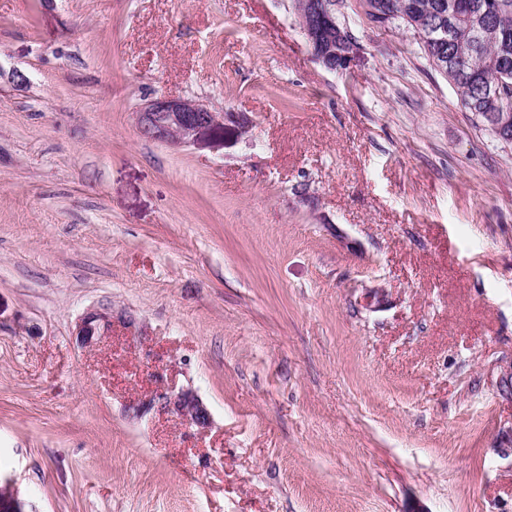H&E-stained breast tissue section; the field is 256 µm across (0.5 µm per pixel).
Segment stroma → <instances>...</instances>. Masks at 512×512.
<instances>
[{"label":"stroma","mask_w":512,"mask_h":512,"mask_svg":"<svg viewBox=\"0 0 512 512\" xmlns=\"http://www.w3.org/2000/svg\"><path fill=\"white\" fill-rule=\"evenodd\" d=\"M340 20L330 71L292 0H0V482L31 512H512V144L411 31ZM161 96L243 131L146 138ZM181 388L208 428L134 416ZM113 324L112 310L109 307H102L80 317L76 322L73 336L78 345L90 347L111 334Z\"/></svg>","instance_id":"35a3bbf8"}]
</instances>
